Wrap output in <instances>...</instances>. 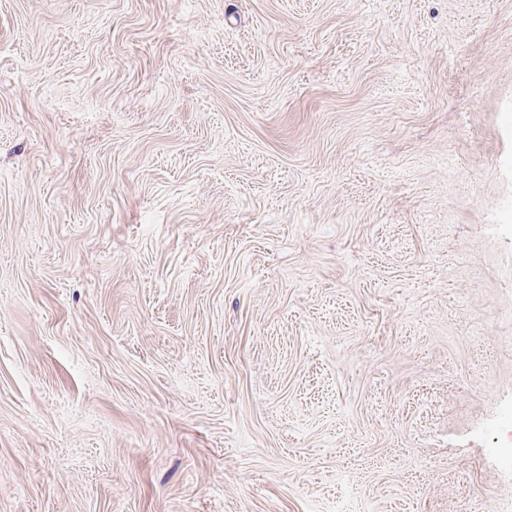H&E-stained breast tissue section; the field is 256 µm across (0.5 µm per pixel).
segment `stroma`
I'll use <instances>...</instances> for the list:
<instances>
[{
    "label": "stroma",
    "instance_id": "obj_1",
    "mask_svg": "<svg viewBox=\"0 0 512 512\" xmlns=\"http://www.w3.org/2000/svg\"><path fill=\"white\" fill-rule=\"evenodd\" d=\"M512 0H0V512H512Z\"/></svg>",
    "mask_w": 512,
    "mask_h": 512
}]
</instances>
